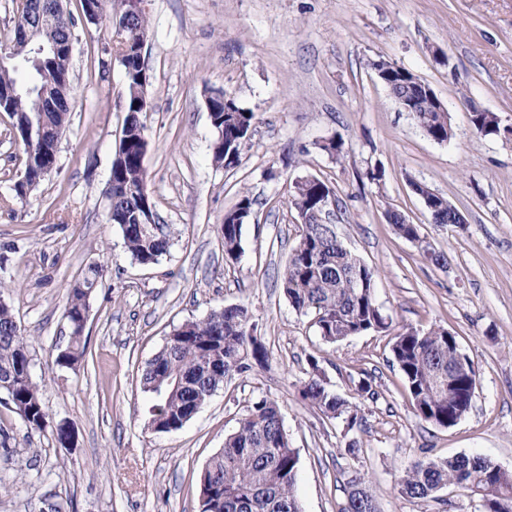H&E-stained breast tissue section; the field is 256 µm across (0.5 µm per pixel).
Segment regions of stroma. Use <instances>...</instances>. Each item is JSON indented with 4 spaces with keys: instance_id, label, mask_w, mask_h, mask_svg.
Here are the masks:
<instances>
[{
    "instance_id": "1",
    "label": "stroma",
    "mask_w": 512,
    "mask_h": 512,
    "mask_svg": "<svg viewBox=\"0 0 512 512\" xmlns=\"http://www.w3.org/2000/svg\"><path fill=\"white\" fill-rule=\"evenodd\" d=\"M151 75L145 166L158 223L172 246L135 263L108 220L112 158L126 114L123 68L104 29L76 23L74 101L55 169L27 199L12 185L22 150L0 112V295L35 339L33 378L50 430H28L0 402V512H200L199 476L248 406L276 400L299 453L303 512H338L343 484L361 474L379 512H438L403 495L413 462L479 455L512 472V0H144ZM386 60L428 84L453 136L425 135L379 80ZM230 93L256 120L238 165L212 159L206 99ZM494 112L499 133L477 134L473 109ZM342 141L335 157L324 146ZM313 176L332 187L330 215L344 244L375 272L374 300L388 327L336 344L297 314L280 273L300 234L289 198ZM420 183L466 218L432 223ZM254 201L240 261L224 259L220 226L241 193ZM396 211L419 241L397 234ZM447 259L426 260L421 244ZM105 267L77 369L54 365L69 340L68 285ZM230 305L249 309L265 364L226 379L174 432L145 426L140 369L173 329ZM445 328L478 378L471 411L444 429L417 416L391 355L407 329ZM317 366H310V358ZM356 405L347 430L301 400L312 368ZM370 392H362V382ZM65 424L71 445L56 442ZM355 443L356 454L346 451Z\"/></svg>"
}]
</instances>
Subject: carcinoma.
<instances>
[{"instance_id":"1","label":"carcinoma","mask_w":512,"mask_h":512,"mask_svg":"<svg viewBox=\"0 0 512 512\" xmlns=\"http://www.w3.org/2000/svg\"><path fill=\"white\" fill-rule=\"evenodd\" d=\"M52 0H14L15 36L0 47L8 57L0 62V109L9 114L15 131L26 124L39 125L35 100L28 89L46 87L59 96L68 92L70 62L65 52L34 56V44L25 41L22 29L35 28ZM126 0H105L102 19L112 30V50L124 70V111L129 147L125 157L114 155L112 172L125 182L127 192L117 196L109 211L110 221L121 229L124 247L142 265L159 261L169 251L170 234L162 224H138L135 213L149 194L144 158L148 150L141 102L147 97L148 67L137 53L147 40L149 22L142 13L124 22ZM25 66L33 73L31 84L17 83L14 73ZM417 125L433 140L452 136L448 118L425 97L412 104ZM71 107L63 104L45 113V138L21 139L24 157V198L39 187L47 173L38 163L43 146L57 145L65 131ZM255 114L246 112L224 94V145L212 150L213 160L226 167L239 163L241 148L249 138ZM472 125L480 135L497 134L493 112H475ZM327 184L319 179L294 187L290 203L302 219L299 239L292 249L282 278L284 294L295 311L313 315L322 339L338 343L387 328L373 299L374 271L330 235L314 212L328 198ZM252 211V199L242 193L236 207L224 215L221 232L224 258L235 262L243 253L242 228ZM103 267L89 265L66 289L65 315L71 336L67 347L55 356L60 368H73L84 360V318L91 310ZM363 286H358L357 282ZM252 316L244 306H224L206 318L188 321L173 330L163 348L141 368L140 385L148 394L147 427L176 431L221 387L227 377L251 369V361L263 363L267 350L255 342ZM32 342L18 325L12 306L0 298V392L26 428L43 432L48 412L39 385L33 380ZM391 352L411 395L415 412L424 421L449 429L469 411L477 388V374L457 371L449 353L448 330L405 331L395 336ZM312 373L302 382L300 397L329 419H341L351 430L362 419L350 403L327 388L318 376V361L310 358ZM299 456L290 445L280 407L266 397L256 399L224 438L199 479V493L206 497L203 512H302L295 493ZM400 491L411 499L439 500L450 486L475 493L480 512H512V473L478 455L460 454L428 458L406 469ZM339 512H378L376 501L363 477L346 480Z\"/></svg>"}]
</instances>
